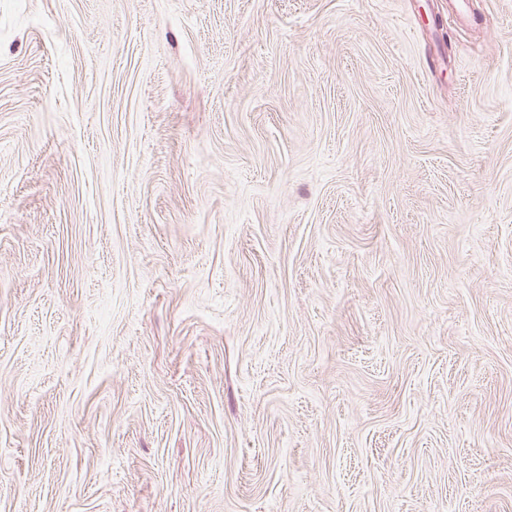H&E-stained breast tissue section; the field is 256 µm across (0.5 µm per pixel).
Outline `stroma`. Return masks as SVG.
<instances>
[{"label": "stroma", "instance_id": "obj_1", "mask_svg": "<svg viewBox=\"0 0 512 512\" xmlns=\"http://www.w3.org/2000/svg\"><path fill=\"white\" fill-rule=\"evenodd\" d=\"M0 512H512V0H0Z\"/></svg>", "mask_w": 512, "mask_h": 512}]
</instances>
